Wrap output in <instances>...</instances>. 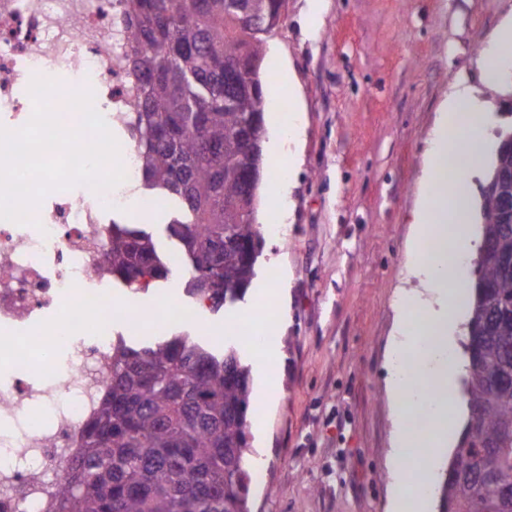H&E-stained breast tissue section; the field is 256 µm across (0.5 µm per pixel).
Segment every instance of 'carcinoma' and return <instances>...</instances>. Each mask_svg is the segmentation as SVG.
<instances>
[{"mask_svg": "<svg viewBox=\"0 0 512 512\" xmlns=\"http://www.w3.org/2000/svg\"><path fill=\"white\" fill-rule=\"evenodd\" d=\"M278 0H123L134 93L127 130L143 195L169 210L164 256L153 235L112 221L101 271L128 285L190 274L185 291L229 318L263 249L254 201H240L265 142L267 17ZM469 285L461 399L470 411L440 489L443 512L512 504V217L483 195ZM250 371L232 341L216 351L164 331L142 346L112 339L100 400L52 512H250Z\"/></svg>", "mask_w": 512, "mask_h": 512, "instance_id": "obj_1", "label": "carcinoma"}]
</instances>
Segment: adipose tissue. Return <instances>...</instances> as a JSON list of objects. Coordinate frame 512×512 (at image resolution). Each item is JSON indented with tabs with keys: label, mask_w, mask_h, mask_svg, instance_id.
Returning <instances> with one entry per match:
<instances>
[{
	"label": "adipose tissue",
	"mask_w": 512,
	"mask_h": 512,
	"mask_svg": "<svg viewBox=\"0 0 512 512\" xmlns=\"http://www.w3.org/2000/svg\"><path fill=\"white\" fill-rule=\"evenodd\" d=\"M482 60L486 81L504 82L512 69V19L501 23ZM487 110L470 92H456L443 102L431 133L410 248L411 273L422 287L404 289L398 299L401 338L389 358L394 431L388 466L397 472L389 512H431L433 490L425 475L460 428L454 383L461 364L453 353L465 320L467 259L478 245L468 229L469 180L490 151ZM287 299V286L263 289L240 322L257 351V390L270 404L277 399L270 362L280 353L275 336L286 323Z\"/></svg>",
	"instance_id": "obj_1"
}]
</instances>
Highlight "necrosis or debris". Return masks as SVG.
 I'll use <instances>...</instances> for the list:
<instances>
[{
    "mask_svg": "<svg viewBox=\"0 0 512 512\" xmlns=\"http://www.w3.org/2000/svg\"><path fill=\"white\" fill-rule=\"evenodd\" d=\"M122 0H0V127L15 131L33 113L34 77L71 74L51 100L71 113L72 91L91 90L116 138L125 180L101 192L86 185L48 193L20 225L0 220V351L14 372L0 377V512H47L79 449L95 405L112 383V290L98 269L113 211L140 207L133 144L121 126L129 111L122 74L112 67L113 24ZM49 341L41 360L17 339Z\"/></svg>",
    "mask_w": 512,
    "mask_h": 512,
    "instance_id": "necrosis-or-debris-1",
    "label": "necrosis or debris"
}]
</instances>
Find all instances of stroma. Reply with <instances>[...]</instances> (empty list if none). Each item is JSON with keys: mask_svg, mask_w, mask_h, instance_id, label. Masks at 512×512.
<instances>
[{"mask_svg": "<svg viewBox=\"0 0 512 512\" xmlns=\"http://www.w3.org/2000/svg\"><path fill=\"white\" fill-rule=\"evenodd\" d=\"M307 0H287L265 44L289 66L302 108V163L289 197L288 239L264 234L257 267L288 272V323L265 409L267 443L251 448L259 474L251 512H387L392 413L386 364L394 300L405 287L407 245L423 192L427 142L456 82L490 106L489 131L512 120V86L482 80L476 41H488L512 0H322L323 26L306 36ZM172 267L149 286L113 283L116 301L158 309L153 324L112 330L134 343L166 326L224 342L223 313L188 296ZM186 313L170 323L167 304Z\"/></svg>", "mask_w": 512, "mask_h": 512, "instance_id": "1", "label": "stroma"}]
</instances>
